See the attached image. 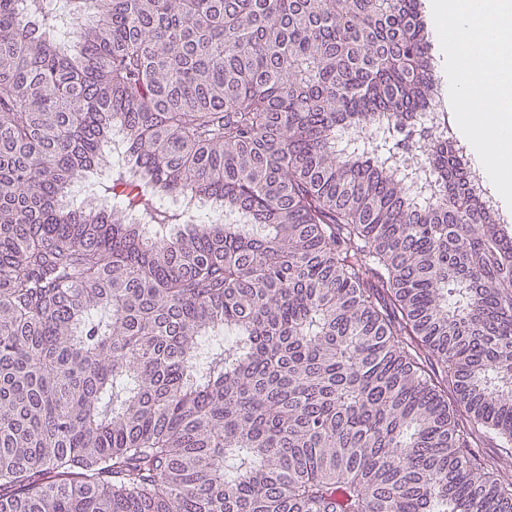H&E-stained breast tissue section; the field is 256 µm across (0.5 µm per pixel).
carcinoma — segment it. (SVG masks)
<instances>
[{
  "mask_svg": "<svg viewBox=\"0 0 512 512\" xmlns=\"http://www.w3.org/2000/svg\"><path fill=\"white\" fill-rule=\"evenodd\" d=\"M72 2L0 0V512H512V226L420 0ZM431 0H422V8H423V15L424 19L427 23L428 28L433 33V55H434V75L436 79V83L439 85L442 93V99L441 102L439 100V104L441 106V110L443 109L445 112H448V126L450 127L454 138L456 139L457 143L463 144L467 147V161L475 167L477 170H479V176L477 177L476 181H478V178H480L481 174V188L483 190V198L487 201V204L490 206V209L495 212L501 219L505 220H512V210L508 208L507 204L505 203L504 199L500 196V194L497 192L495 187L493 186L492 182L490 181L485 169L483 166L479 165L474 157H473V146L470 144V142L465 138V136L461 133L459 130L456 120L454 117L453 109L450 103V99L448 96V86H449V80L447 77V74L445 72V58L442 50L439 48L437 39L435 37L434 32V26H433V20H432V14H431ZM447 99L448 101V108L446 109V106L443 104V100Z\"/></svg>",
  "mask_w": 512,
  "mask_h": 512,
  "instance_id": "1",
  "label": "carcinoma"
}]
</instances>
